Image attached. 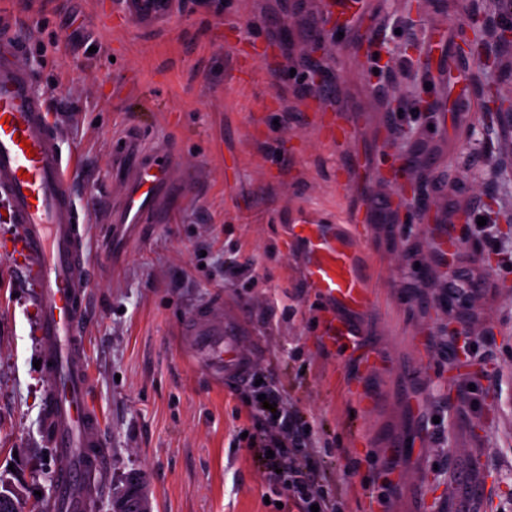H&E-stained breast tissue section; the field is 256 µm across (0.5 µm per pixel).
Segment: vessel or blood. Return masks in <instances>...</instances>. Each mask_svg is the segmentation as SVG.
Masks as SVG:
<instances>
[{
	"instance_id": "b4317fda",
	"label": "vessel or blood",
	"mask_w": 512,
	"mask_h": 512,
	"mask_svg": "<svg viewBox=\"0 0 512 512\" xmlns=\"http://www.w3.org/2000/svg\"><path fill=\"white\" fill-rule=\"evenodd\" d=\"M128 189L112 212L110 238L126 242L125 228L145 223L164 208L166 192L181 190L174 178L176 158L151 148L128 155ZM68 167L50 130L41 93L27 69L0 63V205L16 230L14 251L32 290L37 336L48 361L45 437L58 450L55 508L87 512L88 474L106 467L101 419L90 398L82 329L89 278L84 236L74 228L76 201ZM299 244L303 278L328 307L323 339L329 346L356 344L359 314L370 310L360 231L342 224L307 222L290 227ZM189 347L217 378L243 382L252 356L244 348V328L214 305L197 308L183 325Z\"/></svg>"
}]
</instances>
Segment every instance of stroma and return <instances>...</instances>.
I'll return each instance as SVG.
<instances>
[{
  "label": "stroma",
  "mask_w": 512,
  "mask_h": 512,
  "mask_svg": "<svg viewBox=\"0 0 512 512\" xmlns=\"http://www.w3.org/2000/svg\"><path fill=\"white\" fill-rule=\"evenodd\" d=\"M463 5L497 26L491 0ZM463 5L420 14L414 0H363L330 62L336 94L318 101L299 74L323 0H224L220 13L189 0L141 24L112 0H0L16 48L0 59L45 95L85 226L86 364L109 453L92 512H110L134 472L154 512H296L253 446L270 393L307 425L299 454L340 512H512V269L468 247L450 270L433 249L459 213L512 203V160L475 90L512 77L457 57ZM284 18L293 39L280 49ZM366 34L406 57L407 73L374 75L354 51ZM426 97L445 106L434 121L397 110ZM339 118L352 124L343 145L322 132ZM123 141L174 148L189 180L164 223L133 227V243L115 248L103 233L127 189L114 160ZM400 158L432 212L384 206ZM354 218L376 306L358 347L332 348L289 227ZM14 237L0 223V474L46 504L57 451L43 440L47 377ZM219 296L246 327L257 380L219 383L189 353L183 323ZM452 315L477 344L465 363L450 356ZM371 350L374 369L362 359ZM464 381L475 403L460 402ZM361 384L368 411L351 396Z\"/></svg>",
  "instance_id": "1"
}]
</instances>
